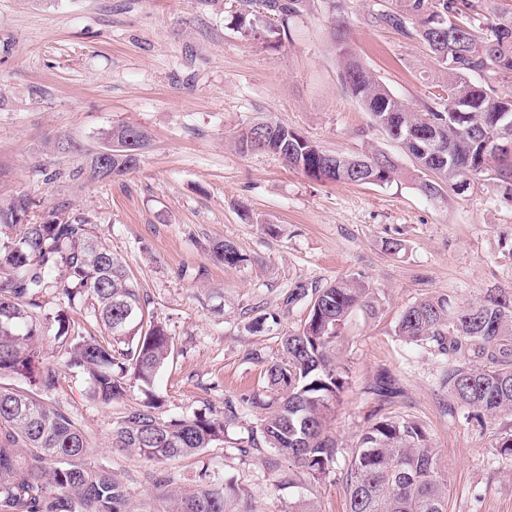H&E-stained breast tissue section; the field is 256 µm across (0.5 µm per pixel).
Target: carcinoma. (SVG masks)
Masks as SVG:
<instances>
[{
	"mask_svg": "<svg viewBox=\"0 0 512 512\" xmlns=\"http://www.w3.org/2000/svg\"><path fill=\"white\" fill-rule=\"evenodd\" d=\"M275 13L264 38L273 46L289 33L301 0H259ZM496 0H395L379 22L421 38L444 75L430 96L412 109L395 97L357 58L349 43L344 0H334V38L339 82L414 164L416 186L431 200L456 187L494 181L512 190V158L484 147L499 114L512 113V95L471 80L491 70L512 75V8ZM127 127L104 133L108 147L89 155L90 174L114 178L135 171L140 160L117 148ZM279 156L318 182L362 185L374 179L392 185L398 165L386 153H329L296 130L268 117L238 138L248 149ZM20 194L0 204V377L21 376L29 387L0 386V512H132L127 490L111 471L87 462L92 452L78 421L51 396L61 372L81 373L90 395L109 406L124 399L127 378L153 386L174 343L154 319L141 283L95 234L83 214L45 207ZM214 258L236 266L244 257L218 243ZM59 271L56 278L53 271ZM53 289L54 309L41 297ZM88 300L105 336L84 334L69 309ZM377 292L360 278L299 283L283 299L284 309L302 304L304 323L282 339L283 358L264 371L268 393L242 402L262 412V443L288 457V476L318 479L334 468L339 448L326 432L327 417L345 390L344 370L329 351L357 307L373 309ZM53 335L59 366L42 365L44 338ZM395 334L430 345L446 359L441 379L460 408L483 418L512 413V296L490 293L464 306L449 296L424 298L405 308ZM401 393L396 380L379 375L368 388L376 401ZM150 395L113 424V445L156 462L200 454L223 440L226 424L238 419L232 401L221 413L160 418ZM346 512H448V474L424 426L397 416L376 419L359 437L346 474ZM166 512H249L244 491L202 473L198 489L167 495Z\"/></svg>",
	"mask_w": 512,
	"mask_h": 512,
	"instance_id": "obj_1",
	"label": "carcinoma"
}]
</instances>
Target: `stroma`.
<instances>
[{
    "label": "stroma",
    "mask_w": 512,
    "mask_h": 512,
    "mask_svg": "<svg viewBox=\"0 0 512 512\" xmlns=\"http://www.w3.org/2000/svg\"><path fill=\"white\" fill-rule=\"evenodd\" d=\"M345 2L361 63L416 106L440 77L426 44L375 22L395 0ZM331 3L307 0L288 38L270 48L260 32L272 16L246 0H0V203L26 193L86 214L133 271L174 341L154 385L167 417L220 411L265 389L267 363L282 357L283 336L304 317L300 306L280 311L295 282L365 277L381 302L372 314L355 310L334 349L347 387L328 430L343 456L374 411L412 419L440 451L448 512H512V458L495 446L512 415L468 418L441 387L433 348L394 334L402 310L428 296L467 304L512 295V196L483 181L436 201L418 191L411 160L340 86ZM242 12L257 36L235 28ZM269 114L331 153L384 151L400 177L382 188L323 184L275 155L240 151L238 134ZM122 125L148 134L138 169L93 178L88 155ZM61 139L79 151L57 150ZM392 238L402 242L395 254L385 249ZM221 241L245 262L214 263ZM257 311L280 312L279 324L247 331ZM384 372L402 393L381 406L366 389ZM56 398L90 435L91 463L123 479L132 512H165L157 478L189 491L206 469L241 487L250 512L302 503L345 512L344 462L282 486L283 456L267 447L240 453L257 422L247 410L222 442L154 463L112 446L119 411L145 399L140 384L105 407L89 398L83 376L67 372Z\"/></svg>",
    "instance_id": "stroma-1"
}]
</instances>
